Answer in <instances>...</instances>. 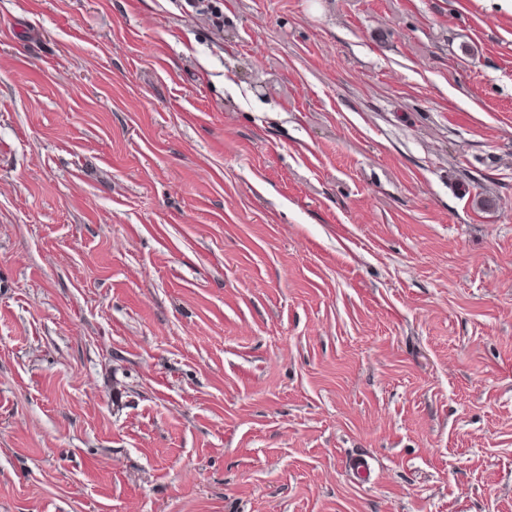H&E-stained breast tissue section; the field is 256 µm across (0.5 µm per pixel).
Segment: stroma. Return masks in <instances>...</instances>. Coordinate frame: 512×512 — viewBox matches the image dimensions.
Returning a JSON list of instances; mask_svg holds the SVG:
<instances>
[{
  "label": "stroma",
  "mask_w": 512,
  "mask_h": 512,
  "mask_svg": "<svg viewBox=\"0 0 512 512\" xmlns=\"http://www.w3.org/2000/svg\"><path fill=\"white\" fill-rule=\"evenodd\" d=\"M0 512H512V0H0Z\"/></svg>",
  "instance_id": "1"
}]
</instances>
